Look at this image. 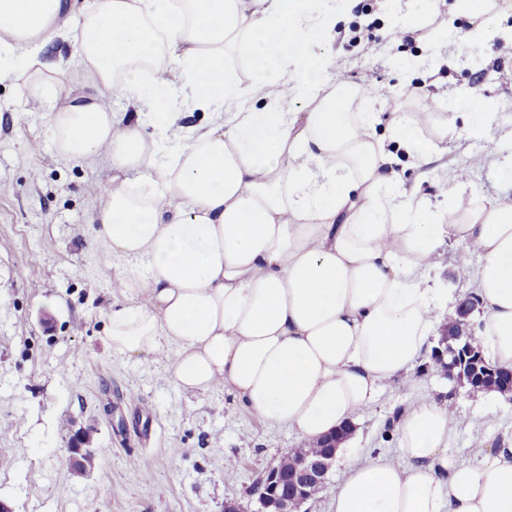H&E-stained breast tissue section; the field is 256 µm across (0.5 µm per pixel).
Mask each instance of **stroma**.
<instances>
[{
  "label": "stroma",
  "mask_w": 512,
  "mask_h": 512,
  "mask_svg": "<svg viewBox=\"0 0 512 512\" xmlns=\"http://www.w3.org/2000/svg\"><path fill=\"white\" fill-rule=\"evenodd\" d=\"M74 0L63 35L44 54L55 72L26 86L0 80V501L13 512H224L248 502L257 478L298 439L292 431L253 417L223 388L191 395L175 383L166 359L126 355L108 341L110 306L118 294L113 269L103 267L93 242L92 215L110 186L112 168H88L65 159L48 127L63 100L57 83L71 81L85 10ZM431 26L447 40L426 45L419 36L395 41L387 32L418 17L421 0H320L336 14L327 50L334 71L351 84L373 72L377 98L352 99L353 112H381L409 120L436 151L416 166L406 155L393 165L400 190L414 194L441 223L458 206L512 201V54L498 48L512 37V0L497 11L492 32L466 42L470 26L453 0H432ZM446 64L435 67V59ZM474 89L493 110L486 136L463 137L475 120L444 114L461 90ZM491 161L462 185L447 170L466 169L473 155ZM457 245L444 243L429 272L449 302L471 291L476 264L459 265ZM410 387L383 388L364 412L347 457L399 454L384 424L396 410L430 398L451 402L462 422L448 444L452 456H470L478 442H512V400L449 383L424 357ZM483 420H473L475 410ZM92 428L98 463L77 474L67 447L73 431ZM238 463L224 472L226 460Z\"/></svg>",
  "instance_id": "1"
}]
</instances>
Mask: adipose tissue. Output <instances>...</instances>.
Listing matches in <instances>:
<instances>
[{
  "label": "adipose tissue",
  "instance_id": "ef3b65f1",
  "mask_svg": "<svg viewBox=\"0 0 512 512\" xmlns=\"http://www.w3.org/2000/svg\"><path fill=\"white\" fill-rule=\"evenodd\" d=\"M69 8L0 0V61L16 82L52 71L44 48ZM334 24L305 0H95L73 64L95 90L54 86L67 103L49 127L64 158L115 171L93 213L104 263H122L112 346L168 359L184 392L224 387L308 441L356 424L383 386L413 384L444 315L424 278L444 236L478 256L476 339L512 368V203L446 225L397 192L376 113L331 91L318 48ZM229 44L251 63L249 88L224 70ZM167 55L172 77L156 67ZM247 95L257 106L227 111ZM115 99L147 104L164 135L188 109L210 121L165 153ZM457 422L413 404L400 457L347 464L332 512H512V448L449 456Z\"/></svg>",
  "mask_w": 512,
  "mask_h": 512
}]
</instances>
